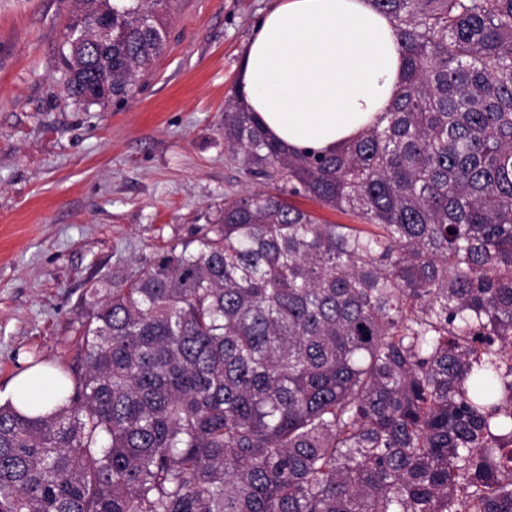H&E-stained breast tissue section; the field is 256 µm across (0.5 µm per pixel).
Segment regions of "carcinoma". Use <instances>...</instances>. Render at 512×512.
<instances>
[{
    "instance_id": "obj_1",
    "label": "carcinoma",
    "mask_w": 512,
    "mask_h": 512,
    "mask_svg": "<svg viewBox=\"0 0 512 512\" xmlns=\"http://www.w3.org/2000/svg\"><path fill=\"white\" fill-rule=\"evenodd\" d=\"M172 2L76 0L66 96L125 101ZM369 2L404 57L383 117L321 154L225 104L275 191L86 288L62 403L0 404V512H512V0ZM294 201L296 205L308 211L314 212L322 220L337 224H358L357 220H355L353 217L340 214L336 211L323 209L308 199L295 198Z\"/></svg>"
}]
</instances>
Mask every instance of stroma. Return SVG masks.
<instances>
[{
	"label": "stroma",
	"mask_w": 512,
	"mask_h": 512,
	"mask_svg": "<svg viewBox=\"0 0 512 512\" xmlns=\"http://www.w3.org/2000/svg\"><path fill=\"white\" fill-rule=\"evenodd\" d=\"M75 0H0V391L32 358L76 362L78 301L263 188L224 151V105L271 0H176L152 71L120 104L61 93Z\"/></svg>",
	"instance_id": "35a3bbf8"
}]
</instances>
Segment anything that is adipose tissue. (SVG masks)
<instances>
[{
    "instance_id": "adipose-tissue-1",
    "label": "adipose tissue",
    "mask_w": 512,
    "mask_h": 512,
    "mask_svg": "<svg viewBox=\"0 0 512 512\" xmlns=\"http://www.w3.org/2000/svg\"><path fill=\"white\" fill-rule=\"evenodd\" d=\"M403 66L390 19L369 0H274L246 47L241 90L270 138L330 153L378 121ZM55 380L50 366L26 369L5 397L50 411Z\"/></svg>"
}]
</instances>
